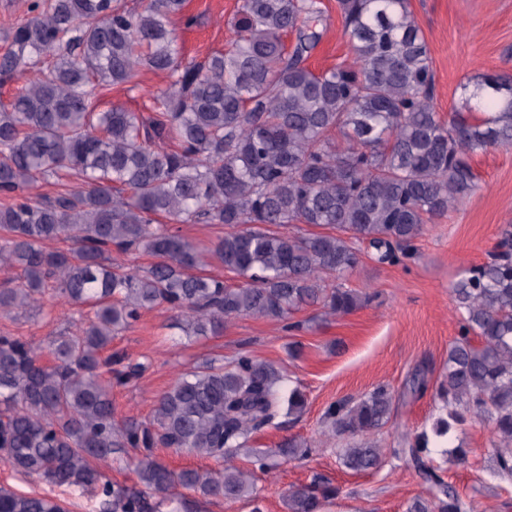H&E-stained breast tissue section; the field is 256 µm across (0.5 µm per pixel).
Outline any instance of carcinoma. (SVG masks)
Returning a JSON list of instances; mask_svg holds the SVG:
<instances>
[{"mask_svg": "<svg viewBox=\"0 0 512 512\" xmlns=\"http://www.w3.org/2000/svg\"><path fill=\"white\" fill-rule=\"evenodd\" d=\"M185 4L148 0L129 10L117 0H32L0 55V75L24 79L0 108V194L8 198L0 271L21 275L0 290V310L26 312L53 293L91 311L80 335L62 333L46 348L0 335V459L92 493L100 512H196L205 501L253 496V472L233 459L253 432L276 425L282 408L298 416L307 403L300 387L286 388L281 368L240 354L178 378L148 421L118 424L102 372L128 384L145 365L104 356L112 336L160 305L180 312L195 336L243 317L286 321L311 305L347 315L366 299L347 285L360 262L356 244L368 243L380 263L402 262L427 225L475 191L472 156L512 149V76L482 79L477 111L442 119L409 0H337L355 57L319 73L307 61L321 40V0H241L228 47L187 64L172 28ZM142 67L168 78L153 95L154 115L94 111L100 90ZM62 170L79 184L51 198L34 193ZM195 223L229 227L210 254L242 284L199 271L203 252L170 228ZM291 224L320 231L268 230ZM59 241L71 246L47 247ZM114 250L154 262L127 270L112 263ZM450 293L459 320L433 393L441 410L431 432L407 434L405 447L393 449L428 485L407 512H467L430 454L469 419L490 427L495 473L512 479L511 224ZM408 389L424 395L426 373L415 372ZM393 409L384 385L328 408L332 433L348 440L345 468L381 467L383 449L368 435ZM156 448L224 467L174 471ZM310 451L294 437L253 452L252 465L271 469ZM131 452L138 487L112 483L102 465ZM338 494L315 481L288 493V512H319ZM0 512L68 507L0 487Z\"/></svg>", "mask_w": 512, "mask_h": 512, "instance_id": "carcinoma-1", "label": "carcinoma"}]
</instances>
